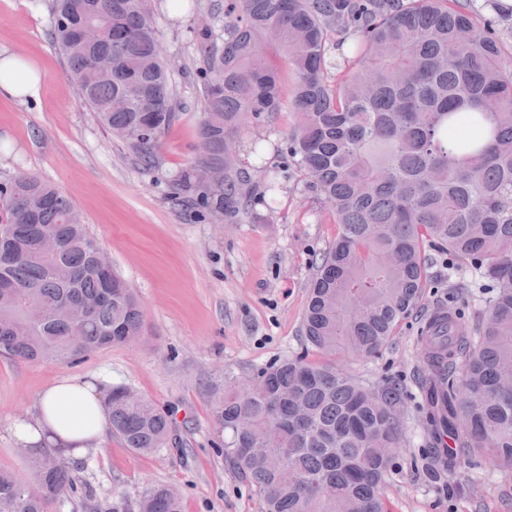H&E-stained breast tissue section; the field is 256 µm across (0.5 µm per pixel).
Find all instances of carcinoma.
I'll list each match as a JSON object with an SVG mask.
<instances>
[{
    "label": "carcinoma",
    "mask_w": 512,
    "mask_h": 512,
    "mask_svg": "<svg viewBox=\"0 0 512 512\" xmlns=\"http://www.w3.org/2000/svg\"><path fill=\"white\" fill-rule=\"evenodd\" d=\"M194 31L204 66V159L183 174L213 216L234 209L244 179L236 144L249 121L289 109L286 153L339 227L309 287L303 333L319 360L274 362L211 391L222 451L265 512H388L383 486L401 452L400 390L378 394L336 365L379 355L429 282L427 250L492 288L481 325L435 313L423 336L434 475L487 459L512 473V60L492 21L458 0H224ZM53 43L76 90L143 162L173 119L171 87L143 0H55ZM353 38L331 81L332 46ZM112 59V71L88 66ZM296 74L288 91L276 58ZM203 167L224 170L206 184ZM0 355L70 363L142 333L144 312L115 271L95 265L100 245L71 200L36 175L0 185ZM46 237L59 253H41ZM27 302L43 319L31 323ZM111 431L139 453L168 443L170 421L131 388L112 387ZM453 440L459 451L447 448ZM264 445L261 454L252 445ZM0 468V512H55L90 499L55 454ZM28 480L43 493H23ZM140 512H181L179 495L150 489Z\"/></svg>",
    "instance_id": "obj_1"
}]
</instances>
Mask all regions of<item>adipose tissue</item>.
<instances>
[{
    "label": "adipose tissue",
    "mask_w": 512,
    "mask_h": 512,
    "mask_svg": "<svg viewBox=\"0 0 512 512\" xmlns=\"http://www.w3.org/2000/svg\"><path fill=\"white\" fill-rule=\"evenodd\" d=\"M43 84L41 71L25 58L0 50V97L33 99ZM111 377L62 376L42 392L31 410L12 417L8 435L19 447L52 451L82 460L101 448L109 431L105 406Z\"/></svg>",
    "instance_id": "obj_1"
}]
</instances>
